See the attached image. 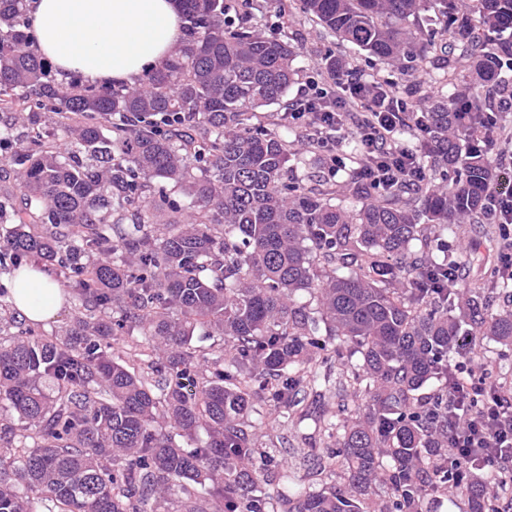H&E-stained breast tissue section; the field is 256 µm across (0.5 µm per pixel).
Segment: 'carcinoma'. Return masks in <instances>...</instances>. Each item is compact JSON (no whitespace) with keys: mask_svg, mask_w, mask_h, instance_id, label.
<instances>
[{"mask_svg":"<svg viewBox=\"0 0 512 512\" xmlns=\"http://www.w3.org/2000/svg\"><path fill=\"white\" fill-rule=\"evenodd\" d=\"M178 2L172 54L137 85L97 87L55 83L26 0H0V112L34 104L25 137L0 127L25 201L0 195V275L45 262L83 309L48 335L0 290V512H169L175 494L180 512H428L441 496L492 512L479 463L448 453V389L463 325L512 349V308L485 316L427 231L485 223L497 170L465 143L497 132L480 89L512 68V0H298L339 40L415 78L436 65L466 97L427 96L399 129L456 177L358 208L288 181L294 142L254 123L298 76L288 36L251 12L232 24L226 0ZM430 11L448 40L425 33ZM156 180L188 203L149 194ZM119 332L137 353L110 350ZM331 387L333 443L290 448L263 422L269 406L301 421ZM290 457L330 486L296 483Z\"/></svg>","mask_w":512,"mask_h":512,"instance_id":"1","label":"carcinoma"}]
</instances>
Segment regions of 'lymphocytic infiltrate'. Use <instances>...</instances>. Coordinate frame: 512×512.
<instances>
[{"label":"lymphocytic infiltrate","mask_w":512,"mask_h":512,"mask_svg":"<svg viewBox=\"0 0 512 512\" xmlns=\"http://www.w3.org/2000/svg\"><path fill=\"white\" fill-rule=\"evenodd\" d=\"M348 76L336 79L335 92L323 89L297 101L290 114L294 123L312 124L319 143L328 151L339 150L345 135L360 140L365 154L357 175L371 187L387 183L408 184L423 180L425 172L415 157L395 138V129L406 119L395 96L372 94V81L357 78L360 92L347 96ZM490 219L499 226L497 259L501 271L512 274V182L497 179L490 191ZM462 368L451 398L469 400L462 411L463 426L448 445L454 455L476 454L486 469L512 472V387H499L492 401H485V362L474 349L471 337L460 339Z\"/></svg>","instance_id":"obj_1"}]
</instances>
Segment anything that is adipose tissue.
I'll list each match as a JSON object with an SVG mask.
<instances>
[{
    "mask_svg": "<svg viewBox=\"0 0 512 512\" xmlns=\"http://www.w3.org/2000/svg\"><path fill=\"white\" fill-rule=\"evenodd\" d=\"M36 49L63 75L106 86L133 85L166 59L183 36L177 0H27ZM15 308L34 323L62 311L51 273L26 267Z\"/></svg>",
    "mask_w": 512,
    "mask_h": 512,
    "instance_id": "obj_1",
    "label": "adipose tissue"
}]
</instances>
